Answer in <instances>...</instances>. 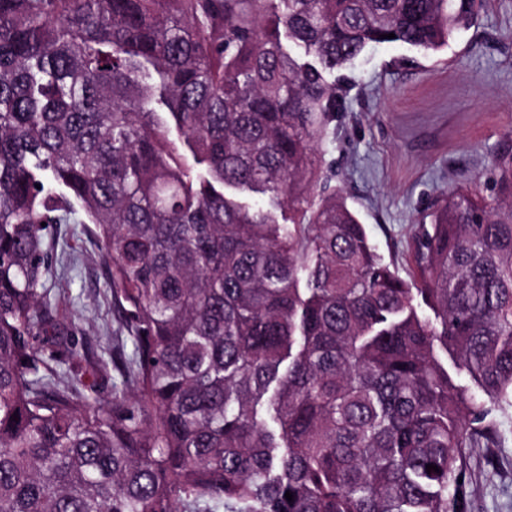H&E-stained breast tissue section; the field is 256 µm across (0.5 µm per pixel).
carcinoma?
Here are the masks:
<instances>
[{
    "mask_svg": "<svg viewBox=\"0 0 512 512\" xmlns=\"http://www.w3.org/2000/svg\"><path fill=\"white\" fill-rule=\"evenodd\" d=\"M481 7L0 0V512H467L460 461L512 406V141L431 203L410 282L318 145L337 70ZM50 224L104 253L107 400ZM112 366H99L94 369L89 368L84 376L87 384L94 385L102 398L106 399L112 392Z\"/></svg>",
    "mask_w": 512,
    "mask_h": 512,
    "instance_id": "cac0c4a2",
    "label": "carcinoma"
}]
</instances>
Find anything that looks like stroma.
<instances>
[{"label":"stroma","instance_id":"1","mask_svg":"<svg viewBox=\"0 0 512 512\" xmlns=\"http://www.w3.org/2000/svg\"><path fill=\"white\" fill-rule=\"evenodd\" d=\"M337 81L345 109L320 147L371 242L412 279L414 235L440 194L487 176L512 131V0H484L474 23L425 55L402 44L367 48ZM64 249L50 281L78 343L107 357L125 342L102 251L82 225L58 224ZM501 443L462 461L469 512H512V408L493 413Z\"/></svg>","mask_w":512,"mask_h":512}]
</instances>
